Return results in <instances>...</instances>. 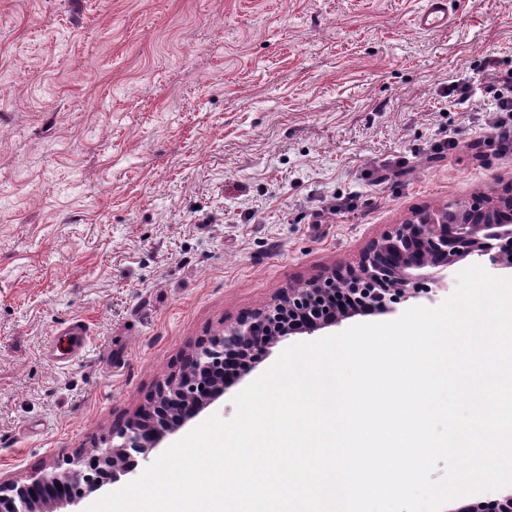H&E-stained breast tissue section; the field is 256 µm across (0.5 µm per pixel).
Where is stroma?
I'll list each match as a JSON object with an SVG mask.
<instances>
[{
	"label": "stroma",
	"instance_id": "1",
	"mask_svg": "<svg viewBox=\"0 0 512 512\" xmlns=\"http://www.w3.org/2000/svg\"><path fill=\"white\" fill-rule=\"evenodd\" d=\"M447 4L0 0V474L104 447L242 313L512 183V0ZM447 4L444 0H433L419 15V28L429 30L443 22L446 16ZM493 85L502 84L507 90L506 94L499 91L494 96L495 105L492 112H500L495 128L498 130V138L502 141L512 143V72L505 75L493 73ZM88 338V328L84 321L74 320L61 327L54 337L49 351L53 359L62 362L80 351Z\"/></svg>",
	"mask_w": 512,
	"mask_h": 512
}]
</instances>
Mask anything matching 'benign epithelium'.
<instances>
[{"mask_svg": "<svg viewBox=\"0 0 512 512\" xmlns=\"http://www.w3.org/2000/svg\"><path fill=\"white\" fill-rule=\"evenodd\" d=\"M470 256L482 258L492 273H512V191L415 211L372 240L356 264L285 289L242 314L160 382L148 406L113 432L107 446L64 459L62 472L0 477V512H59L78 503L83 488L118 482L231 386L229 366L243 365L239 379L291 335L336 327L360 313H394L410 299L433 301L449 290V272ZM346 296L354 305L337 308ZM452 512H512V487L459 498Z\"/></svg>", "mask_w": 512, "mask_h": 512, "instance_id": "1", "label": "benign epithelium"}]
</instances>
